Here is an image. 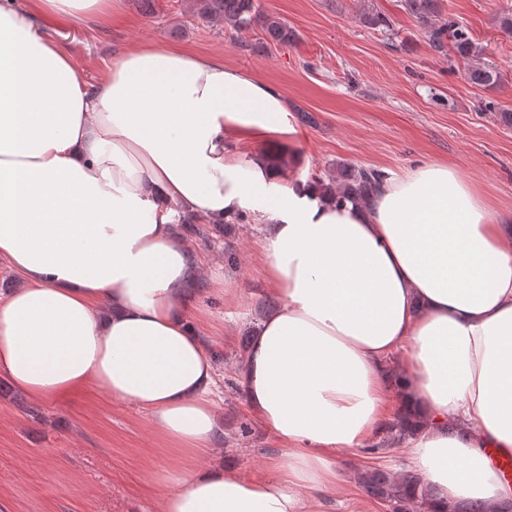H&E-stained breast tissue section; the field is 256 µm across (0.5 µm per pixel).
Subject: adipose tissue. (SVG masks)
<instances>
[{"mask_svg": "<svg viewBox=\"0 0 512 512\" xmlns=\"http://www.w3.org/2000/svg\"><path fill=\"white\" fill-rule=\"evenodd\" d=\"M120 2L0 0V258L23 280L0 297V376L34 400L92 387L148 413L183 460L151 471L159 512H329L335 455L381 429L400 353L428 512L512 500L490 457L512 454V234L497 206L440 162L392 173L362 204L331 195L275 87L152 45L92 84L33 24ZM183 214L266 227L277 307L240 376L282 445L268 476L215 446L217 368L188 309Z\"/></svg>", "mask_w": 512, "mask_h": 512, "instance_id": "1", "label": "adipose tissue"}]
</instances>
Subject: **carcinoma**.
Instances as JSON below:
<instances>
[{"mask_svg": "<svg viewBox=\"0 0 512 512\" xmlns=\"http://www.w3.org/2000/svg\"><path fill=\"white\" fill-rule=\"evenodd\" d=\"M405 6L423 27L431 50L445 55L451 51L467 66L469 81L477 86H495L501 81L500 73L493 67L480 63L482 49L473 39L469 29L455 19L442 16L440 0H404ZM199 13L209 19L231 26L238 33L258 27L264 33V46L288 44L295 38L294 31L280 18L262 9L257 0H197ZM481 111L490 113L503 127L512 129V112L498 110L488 102ZM385 174L374 168L336 165V173L327 176L326 188L330 192L354 202L364 200L374 191ZM416 420L404 409L386 427L387 436L368 449L380 454L388 447L409 437ZM358 483L372 498L388 504L392 512H420L430 499V491L414 471L392 472L374 467L358 475Z\"/></svg>", "mask_w": 512, "mask_h": 512, "instance_id": "1", "label": "carcinoma"}]
</instances>
